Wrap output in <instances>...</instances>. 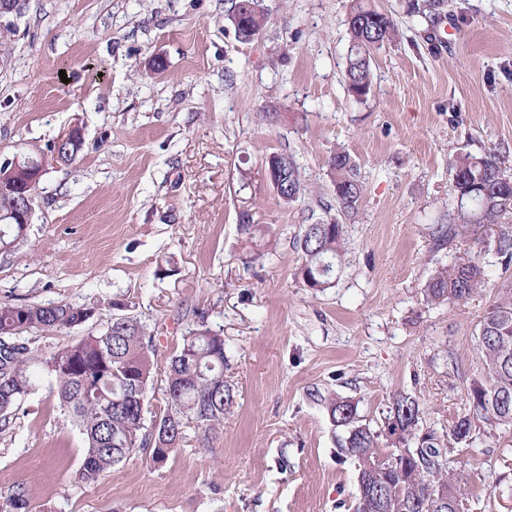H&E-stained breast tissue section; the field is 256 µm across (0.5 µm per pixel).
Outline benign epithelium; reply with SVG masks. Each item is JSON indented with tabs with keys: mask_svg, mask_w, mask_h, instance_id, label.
<instances>
[{
	"mask_svg": "<svg viewBox=\"0 0 512 512\" xmlns=\"http://www.w3.org/2000/svg\"><path fill=\"white\" fill-rule=\"evenodd\" d=\"M83 144V135L79 126L73 125L63 131L57 139L56 150L52 153V160L66 161L71 156V148ZM49 158L19 157L6 159L0 163V183L5 187H18V192L12 201L9 209V216L12 223L29 225L32 223L35 213L36 193L28 190L23 181H37L46 171ZM269 181L274 191H279L282 182L285 180L281 168L277 163V156L272 154L267 158Z\"/></svg>",
	"mask_w": 512,
	"mask_h": 512,
	"instance_id": "1",
	"label": "benign epithelium"
}]
</instances>
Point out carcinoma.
<instances>
[{
  "instance_id": "carcinoma-1",
  "label": "carcinoma",
  "mask_w": 512,
  "mask_h": 512,
  "mask_svg": "<svg viewBox=\"0 0 512 512\" xmlns=\"http://www.w3.org/2000/svg\"><path fill=\"white\" fill-rule=\"evenodd\" d=\"M445 0H422L412 12L428 17L441 14ZM244 19L247 26L234 29L242 41L250 32H261L267 23L262 0H231L228 19ZM350 42L345 66L348 94L365 101L373 87L374 52L397 37V27L388 13L366 0H349ZM288 172V192L282 201L293 203L307 190L290 155H279ZM329 170L338 212L355 213L363 194L357 165L344 150L330 156ZM454 194L464 203L448 211V223L433 228L434 247L452 246L459 238L473 240L480 251L490 248L508 268L512 266V176L500 154L490 149L480 155L461 153L450 160ZM495 225L496 237L485 243L480 229ZM239 232L250 248L271 245L274 232L267 224H241ZM26 235L22 224L0 222V252ZM345 244V224L334 218L329 223L306 224L296 249L302 262L298 278L302 286L321 292L334 286L336 268ZM485 268L479 254L454 257L448 270L439 272L425 286L426 299L435 304L469 299L485 286ZM93 310L68 303L47 305L0 302V433L11 429L24 398L39 378L51 379L52 391L71 415L85 443L81 479L90 483L131 455L145 451L156 464L168 460L192 424L207 438L224 426L236 399L235 387L224 380L226 364L224 336L212 330L204 313L182 336L180 348L165 367L166 409L145 428L146 394L154 378V336L129 315L112 316L106 330L90 334L63 347L44 352L35 347L32 331L71 328L84 323ZM478 354L485 375L472 380L466 392L468 408L449 424L448 434L457 444H470L474 435L500 426L512 427V282L503 283L479 322ZM330 417L343 428L337 439L340 453L352 457L358 467L370 461L375 471L361 480L386 481L394 493L377 504L358 493L354 512H442L440 490L463 506L468 479L461 468L449 465L442 455L440 439L433 431H422V411L413 397L395 398L388 417V429L400 427V447L408 456L380 453L381 433L359 419L357 406L337 397L329 402ZM3 512H31L24 488L8 498Z\"/></svg>"
}]
</instances>
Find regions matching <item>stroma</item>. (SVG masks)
<instances>
[{
  "mask_svg": "<svg viewBox=\"0 0 512 512\" xmlns=\"http://www.w3.org/2000/svg\"><path fill=\"white\" fill-rule=\"evenodd\" d=\"M370 2L399 36L358 102L343 78L347 0H265L247 43L229 0H24L0 60V160L49 154L74 125L84 147L48 167L26 238L0 253V301L94 309L38 333L45 351L102 332L125 303L155 337L149 421L198 308L224 336L236 399L223 429L205 440L188 427L164 465L139 453L86 483L82 437L40 378L0 434V502L21 486L32 512H352L357 464L336 446L329 398L381 431L407 394L423 429L447 437L483 373L479 321L512 269L482 254L487 288L427 303L452 262L431 231L453 202L450 158L494 149L512 173V0H448L436 18ZM339 149L364 196L336 283L315 294L295 279L293 241L308 219L335 217ZM283 153L308 187L291 204L265 165ZM243 211L273 226L269 254L246 247ZM447 456L468 474L463 512H512V428Z\"/></svg>",
  "mask_w": 512,
  "mask_h": 512,
  "instance_id": "35a3bbf8",
  "label": "stroma"
}]
</instances>
